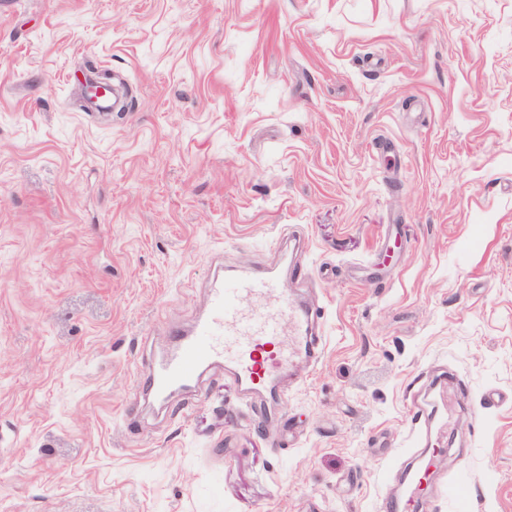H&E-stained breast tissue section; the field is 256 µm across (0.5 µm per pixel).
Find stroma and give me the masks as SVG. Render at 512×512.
Segmentation results:
<instances>
[{"instance_id": "stroma-1", "label": "stroma", "mask_w": 512, "mask_h": 512, "mask_svg": "<svg viewBox=\"0 0 512 512\" xmlns=\"http://www.w3.org/2000/svg\"><path fill=\"white\" fill-rule=\"evenodd\" d=\"M242 267L320 363L147 396ZM429 464L417 512H512V0H0V512H377Z\"/></svg>"}]
</instances>
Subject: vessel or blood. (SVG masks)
Listing matches in <instances>:
<instances>
[{
	"label": "vessel or blood",
	"mask_w": 512,
	"mask_h": 512,
	"mask_svg": "<svg viewBox=\"0 0 512 512\" xmlns=\"http://www.w3.org/2000/svg\"><path fill=\"white\" fill-rule=\"evenodd\" d=\"M313 308L287 302L279 278L270 272L242 273L210 291L207 314L177 333L172 353L146 377L156 398L193 382L200 369L234 362L244 391L272 383L277 372L299 358L317 364L326 341L315 333Z\"/></svg>",
	"instance_id": "1"
}]
</instances>
